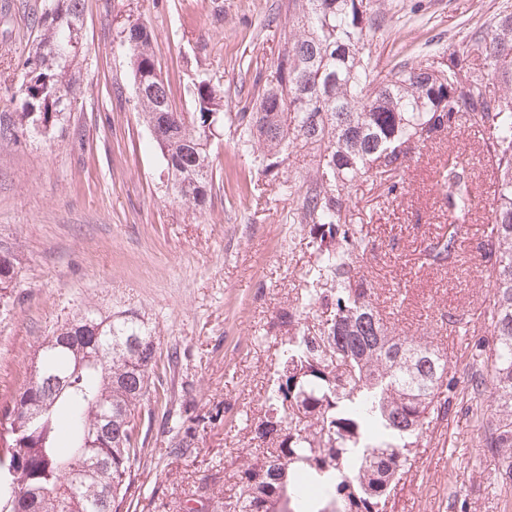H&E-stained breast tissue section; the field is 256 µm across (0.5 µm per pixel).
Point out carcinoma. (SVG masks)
I'll use <instances>...</instances> for the list:
<instances>
[{
    "label": "carcinoma",
    "instance_id": "1",
    "mask_svg": "<svg viewBox=\"0 0 512 512\" xmlns=\"http://www.w3.org/2000/svg\"><path fill=\"white\" fill-rule=\"evenodd\" d=\"M85 0H45L37 35L12 100L0 113V143L36 137L63 126L84 93ZM300 35L284 40L273 78L251 104L234 114L242 150L262 172L279 173L297 145L309 159L294 217L311 225L314 261L299 302L282 311L273 387L263 415L252 421L255 453L239 449L232 493L203 486L184 512H387L391 493L412 465L419 440L448 416L456 398L448 355L426 336L400 333L378 309L371 280L358 270L372 250L362 230L347 223L350 192L372 179L397 190L414 150L467 125L482 133L494 175L493 223L481 258L489 295L480 312L493 341L470 345L481 447L512 487V11L497 15L436 63L437 72L393 69L378 78L365 39L370 19L363 0H292ZM133 81L143 86L136 105L167 170L173 198L203 208L213 170L208 142L224 128V89L197 76L188 93L191 112L174 110L152 51V31L140 21L121 31ZM507 88L490 89V80ZM448 233L426 249L429 264L455 256L472 215L463 165L440 173ZM45 339L34 374L20 392L16 426L21 465H0V512H18L14 495L32 497L31 512H112L128 489L136 456L135 411L150 389L154 332L140 319L86 315ZM72 434V455L61 458V418ZM107 428L94 448L85 435ZM181 453L193 426L176 420ZM77 470V483L64 470Z\"/></svg>",
    "mask_w": 512,
    "mask_h": 512
}]
</instances>
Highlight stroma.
I'll return each mask as SVG.
<instances>
[{"label":"stroma","mask_w":512,"mask_h":512,"mask_svg":"<svg viewBox=\"0 0 512 512\" xmlns=\"http://www.w3.org/2000/svg\"><path fill=\"white\" fill-rule=\"evenodd\" d=\"M363 3L373 19L370 64L382 75L441 60L512 6ZM42 7L43 0H0V113L16 109L11 94ZM131 21L151 29L180 112L191 111L187 88L201 73L223 88L225 111H238L273 77L283 36L297 28L288 0H86L83 98L54 139L0 146V255L16 275L0 292V409L29 381L47 336L88 311L137 316L153 329L158 353L150 396L134 420L143 444L118 512H180L198 487L232 488L237 451L250 438L242 416L263 412L275 323L300 297L311 261L310 227L293 223L296 199L278 181L295 178L305 159L292 155L271 180L228 122L211 146V202L201 212L175 202L119 47ZM455 156L468 168L473 215L456 257L428 265L427 246L448 228L434 176ZM492 181L480 133L457 127L416 151L396 192L357 182L347 215L373 244L362 269L381 311L405 331L433 337L459 382L471 360L447 317L470 319L474 339H491L478 313L487 294L479 245L492 221ZM490 401L458 395L424 438L387 512H512V489L498 485L497 463L479 447L469 412ZM171 418L199 422L185 455L170 452Z\"/></svg>","instance_id":"35a3bbf8"}]
</instances>
